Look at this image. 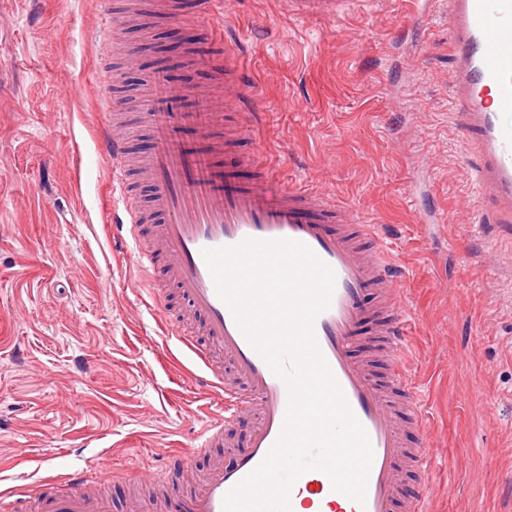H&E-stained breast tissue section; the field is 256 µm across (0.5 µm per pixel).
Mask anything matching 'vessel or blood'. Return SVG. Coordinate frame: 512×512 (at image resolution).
Returning a JSON list of instances; mask_svg holds the SVG:
<instances>
[{
    "instance_id": "vessel-or-blood-1",
    "label": "vessel or blood",
    "mask_w": 512,
    "mask_h": 512,
    "mask_svg": "<svg viewBox=\"0 0 512 512\" xmlns=\"http://www.w3.org/2000/svg\"><path fill=\"white\" fill-rule=\"evenodd\" d=\"M351 0H284L300 19L342 16ZM103 33L97 41L101 60L112 56V28L119 15L112 0H99ZM226 12L224 0H202L199 18L215 33ZM454 66L451 89L455 120L477 165L471 176L484 224L512 223V7L504 0H448ZM237 47L224 49V96L216 99L191 83L174 81L166 68L155 70L142 120L153 130L155 146L143 169L153 187L151 211L139 208L128 181L126 138L104 126L99 148L112 161V218L120 244L134 254L139 284L161 295L174 286L185 299L188 318L164 314L161 330L188 347L203 366L198 388L218 394L217 412L200 429L192 450L163 452L164 468L174 476L192 469L196 456L224 438V429L240 413L253 412L256 425L249 450L232 464H214L189 495H173L163 504L141 502L138 512H223L225 496L252 473L277 441L289 403L287 384L252 347L231 309L218 294L204 250L231 247L252 239L292 240L307 246L334 273L329 307L314 321L313 332L345 400L363 427L373 451L364 503L334 491L327 474L303 473L290 493L291 512H394L400 464L416 472L427 468V451L403 447L394 420L395 400L403 398L407 421L425 429L428 415L418 403L404 369L408 323L397 301L399 277L389 251L380 244L365 247L363 236L375 227L349 228L346 210L322 191L282 181L277 168L259 150L225 156L221 125L237 113L240 132L255 124L250 107L256 89L240 78ZM192 132L190 145L184 132ZM252 173L239 182L237 170ZM380 292L379 305L364 302L365 289ZM372 320L391 353L385 377H378L349 348L358 323ZM222 351L245 385L230 388ZM106 466L92 463L72 480L68 492L35 488L19 495L0 493V512H20L31 500L32 512H113L111 494L102 484L116 481Z\"/></svg>"
}]
</instances>
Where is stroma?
Masks as SVG:
<instances>
[{"mask_svg":"<svg viewBox=\"0 0 512 512\" xmlns=\"http://www.w3.org/2000/svg\"><path fill=\"white\" fill-rule=\"evenodd\" d=\"M357 0L301 21L283 0H227L210 66L175 79L214 86L224 39L239 44L263 114L253 138L283 180L372 223L401 267L409 372L428 412L405 447L428 445L431 512H512V225L473 221L472 158L453 121L446 0ZM97 0H0V491L60 490L93 461L131 476L187 450L216 408L189 352L159 330L135 259L105 224L111 169L96 149L102 97L124 85L128 148L153 146L139 99L169 26L120 25L110 70ZM255 425L239 416L232 461Z\"/></svg>","mask_w":512,"mask_h":512,"instance_id":"obj_1","label":"stroma"}]
</instances>
